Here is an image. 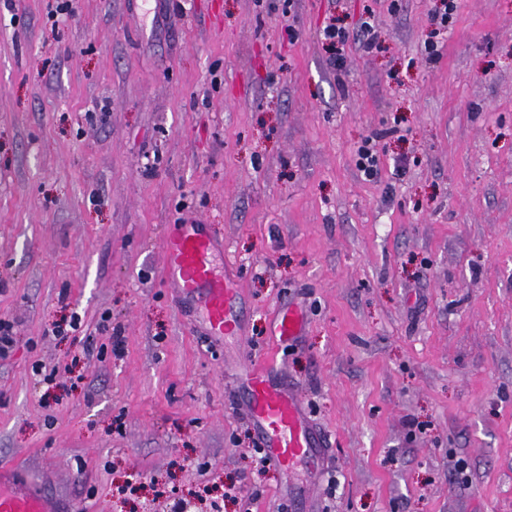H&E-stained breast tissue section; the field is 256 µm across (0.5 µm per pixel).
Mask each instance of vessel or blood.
<instances>
[{
    "mask_svg": "<svg viewBox=\"0 0 512 512\" xmlns=\"http://www.w3.org/2000/svg\"><path fill=\"white\" fill-rule=\"evenodd\" d=\"M165 277L180 297L196 305L209 335L240 331L241 290L228 271L219 270L221 244L205 225L187 224L170 230L163 239ZM303 319L295 308L280 312L275 333L283 338L301 335ZM249 414L272 464L284 471L308 463L322 446V438L305 416L293 391L273 385L265 365H252L247 379ZM0 512H55L52 503L24 486L0 480Z\"/></svg>",
    "mask_w": 512,
    "mask_h": 512,
    "instance_id": "1",
    "label": "vessel or blood"
}]
</instances>
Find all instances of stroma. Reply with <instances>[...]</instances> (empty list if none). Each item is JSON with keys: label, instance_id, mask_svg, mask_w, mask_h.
Listing matches in <instances>:
<instances>
[{"label": "stroma", "instance_id": "35a3bbf8", "mask_svg": "<svg viewBox=\"0 0 512 512\" xmlns=\"http://www.w3.org/2000/svg\"><path fill=\"white\" fill-rule=\"evenodd\" d=\"M74 4L0 0V467L69 512H512V0L437 36L441 0ZM369 13L335 73L322 26ZM181 219L240 336L165 284ZM269 355L325 443L301 501L255 469L238 378ZM373 140V137L365 138L357 149L358 168L370 180L377 179L380 175L378 158L372 146ZM303 319L297 309L288 306L277 317L275 334L280 338L292 339L295 336H301L303 330Z\"/></svg>", "mask_w": 512, "mask_h": 512}]
</instances>
